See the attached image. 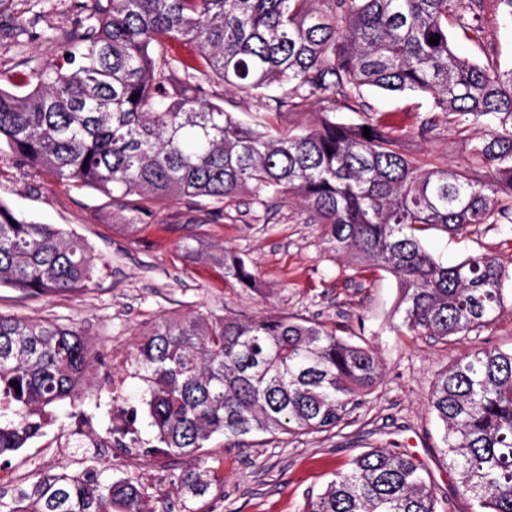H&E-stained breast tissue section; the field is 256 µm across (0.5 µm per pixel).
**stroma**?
<instances>
[{
	"instance_id": "stroma-1",
	"label": "stroma",
	"mask_w": 512,
	"mask_h": 512,
	"mask_svg": "<svg viewBox=\"0 0 512 512\" xmlns=\"http://www.w3.org/2000/svg\"><path fill=\"white\" fill-rule=\"evenodd\" d=\"M79 3L0 0V74L20 84L33 71L58 62L64 35L85 22ZM364 97L407 154L432 165L466 164L467 140L447 125L428 140L414 136L430 107L425 95L368 90ZM0 201L81 237L99 268L84 292L25 295L2 287L0 313L76 324L91 352L101 357L83 380L80 398L60 402L52 423L21 449L0 456V471L26 473L32 483L48 473L80 472L93 465L101 479H112L111 453L76 448L64 455L54 443L84 418L100 428L111 427L113 402L139 404L145 389L139 375L126 377L117 395L112 377L144 326L198 310L241 319L298 315L377 350L383 376L365 407L328 433L260 434L240 448L225 446L223 436L214 435L201 456V470L213 474L202 497L181 486L188 459L152 455L125 472L143 492V512H303L308 497L321 492L336 470L373 446L412 456L430 472L449 512H472L470 501L455 491V475L439 457L440 424L428 411V397L435 374L462 351L512 348V305L476 338L446 343L394 333L389 324L398 299L395 278L336 256L322 226L303 223L293 206L270 218L252 204L224 215L207 199L195 204L171 199L133 227L128 216L114 215L110 198L93 189L57 181L40 169L1 163ZM195 234L243 254L258 277V288L232 287L218 269L185 258L183 246ZM422 238L445 265L485 254L512 268V226L480 224L454 238L432 228Z\"/></svg>"
}]
</instances>
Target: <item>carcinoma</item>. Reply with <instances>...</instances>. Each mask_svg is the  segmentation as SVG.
<instances>
[{"label":"carcinoma","mask_w":512,"mask_h":512,"mask_svg":"<svg viewBox=\"0 0 512 512\" xmlns=\"http://www.w3.org/2000/svg\"><path fill=\"white\" fill-rule=\"evenodd\" d=\"M90 23L67 41L63 63L35 71L18 95L0 85V156L93 188L144 218L168 198H207L223 212L243 195L270 212L294 203L330 249L392 274L403 330L446 340L477 335L505 308L512 272L486 255L438 262L420 233L461 235L512 224V66L498 63L487 29L512 18V0H86ZM457 30L484 56L458 55ZM438 35L439 42L429 43ZM189 42L191 61L170 45ZM217 87L254 98L255 126L224 108ZM430 99L416 128L441 120L470 140L464 167L425 168L376 117L363 89ZM321 106L315 125L279 129L285 114ZM362 115L336 120V108ZM370 136L363 135V127ZM239 288L258 286L233 250L185 244ZM95 257L69 232L29 221L0 201V286L56 295L94 283ZM133 362L155 447L198 457L215 434L328 432L350 420L381 378L377 352L293 316L240 320L199 311L141 333ZM93 358L76 326L0 313V455L49 420ZM439 451L474 512H512V349L475 348L432 382ZM204 496L201 473L182 478ZM130 479L50 474L0 508L16 512H140ZM303 512H448L427 471L372 448L336 471Z\"/></svg>","instance_id":"obj_1"}]
</instances>
